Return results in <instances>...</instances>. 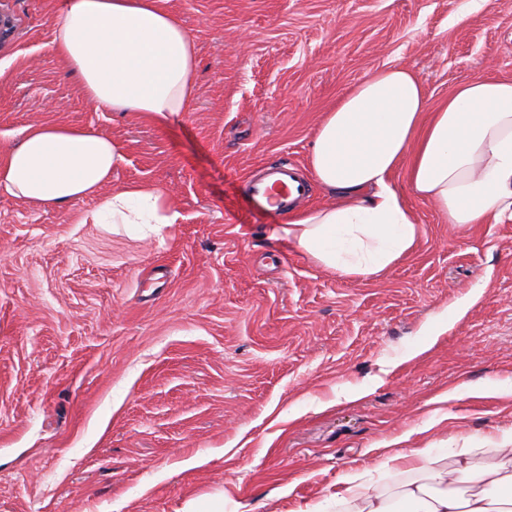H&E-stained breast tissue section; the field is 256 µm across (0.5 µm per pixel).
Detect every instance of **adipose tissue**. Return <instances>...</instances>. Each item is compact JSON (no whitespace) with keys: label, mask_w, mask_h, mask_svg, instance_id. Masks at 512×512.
<instances>
[{"label":"adipose tissue","mask_w":512,"mask_h":512,"mask_svg":"<svg viewBox=\"0 0 512 512\" xmlns=\"http://www.w3.org/2000/svg\"><path fill=\"white\" fill-rule=\"evenodd\" d=\"M53 44L94 111L142 112L164 124L195 95V43L157 0H64ZM124 160L119 144L92 129L30 125L0 156V193L56 207L97 195L82 223L128 232L178 223L179 211L154 185L103 194ZM309 164L334 203L289 215L270 236L344 278L386 271L423 233L392 182L399 167L412 195L448 223L512 220V80L462 83L431 110L410 69L373 73L325 112ZM496 453L498 463L477 469L469 448L449 449L445 466L432 449H396L373 472L339 477L331 499L340 512H512V439ZM392 474L403 477L396 492H378Z\"/></svg>","instance_id":"ef3b65f1"}]
</instances>
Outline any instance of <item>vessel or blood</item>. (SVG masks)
<instances>
[{"instance_id":"vessel-or-blood-1","label":"vessel or blood","mask_w":512,"mask_h":512,"mask_svg":"<svg viewBox=\"0 0 512 512\" xmlns=\"http://www.w3.org/2000/svg\"><path fill=\"white\" fill-rule=\"evenodd\" d=\"M310 191V183L294 163L281 160L263 166L247 185V199L253 210L281 215Z\"/></svg>"}]
</instances>
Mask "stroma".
Wrapping results in <instances>:
<instances>
[{
    "label": "stroma",
    "instance_id": "1",
    "mask_svg": "<svg viewBox=\"0 0 512 512\" xmlns=\"http://www.w3.org/2000/svg\"><path fill=\"white\" fill-rule=\"evenodd\" d=\"M198 49L197 91L166 127L96 112L54 53L63 0H0V155L36 124L86 126L125 156L105 192L157 186L160 234L81 223L0 195V512H304L395 448L477 449L512 434V220L425 228L385 272L344 279L271 241L245 183L309 167L324 112L369 73L413 70L436 107L512 79V0H159ZM481 289L419 355L441 312Z\"/></svg>",
    "mask_w": 512,
    "mask_h": 512
}]
</instances>
